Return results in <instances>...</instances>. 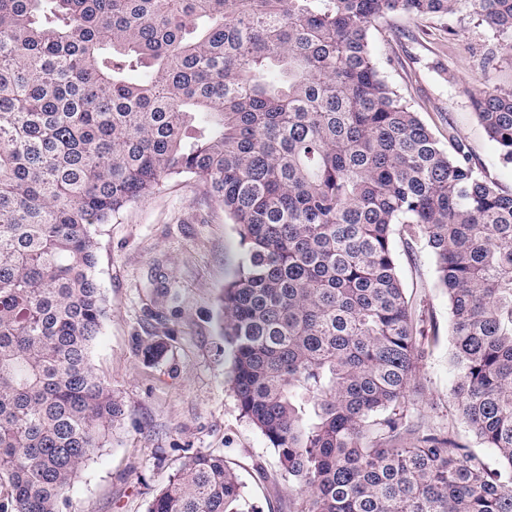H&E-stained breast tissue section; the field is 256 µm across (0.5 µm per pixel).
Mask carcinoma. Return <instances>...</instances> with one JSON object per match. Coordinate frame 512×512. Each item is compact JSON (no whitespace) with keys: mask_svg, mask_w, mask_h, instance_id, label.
<instances>
[{"mask_svg":"<svg viewBox=\"0 0 512 512\" xmlns=\"http://www.w3.org/2000/svg\"><path fill=\"white\" fill-rule=\"evenodd\" d=\"M468 7L512 57V0H0V512H59L122 416L89 363L108 313L90 227L167 177L237 225L229 385L299 512H512V192L440 145L370 42ZM473 104L512 167V89ZM399 244L448 298L446 421L410 403L438 336ZM147 512L258 510L200 451Z\"/></svg>","mask_w":512,"mask_h":512,"instance_id":"1","label":"carcinoma"}]
</instances>
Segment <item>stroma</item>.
Returning <instances> with one entry per match:
<instances>
[{
	"label": "stroma",
	"mask_w": 512,
	"mask_h": 512,
	"mask_svg": "<svg viewBox=\"0 0 512 512\" xmlns=\"http://www.w3.org/2000/svg\"><path fill=\"white\" fill-rule=\"evenodd\" d=\"M381 73L444 149L462 141L474 162L512 191V170L473 108L488 89L512 88V58L486 65L496 35L475 12L394 15L371 32ZM91 232L96 276L108 315L90 362L111 383L124 415L60 496L61 512H147L169 477L197 451L222 455L260 512H296L297 486L278 457L243 418L226 378L231 365L220 299L241 256L222 203L190 178L164 179ZM401 276L422 329H436L416 378L417 409L447 415L454 375L448 365V298L426 252L399 258ZM163 340L159 359L143 358Z\"/></svg>",
	"instance_id": "stroma-1"
}]
</instances>
